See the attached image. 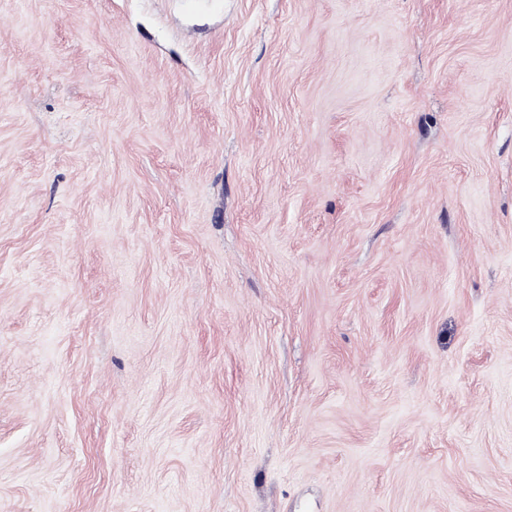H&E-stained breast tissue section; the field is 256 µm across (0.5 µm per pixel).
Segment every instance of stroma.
Returning <instances> with one entry per match:
<instances>
[{
  "mask_svg": "<svg viewBox=\"0 0 512 512\" xmlns=\"http://www.w3.org/2000/svg\"><path fill=\"white\" fill-rule=\"evenodd\" d=\"M0 512H512V0H0Z\"/></svg>",
  "mask_w": 512,
  "mask_h": 512,
  "instance_id": "1",
  "label": "stroma"
}]
</instances>
